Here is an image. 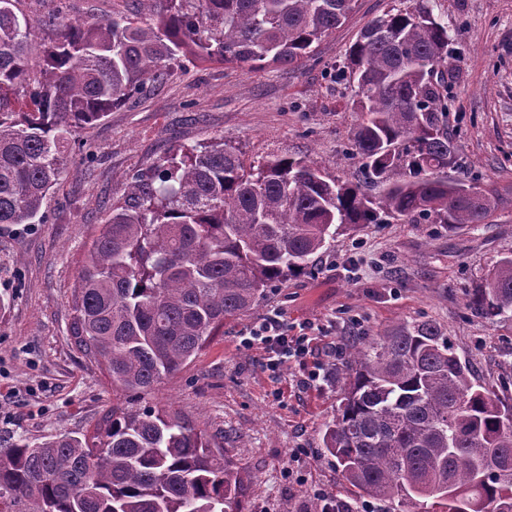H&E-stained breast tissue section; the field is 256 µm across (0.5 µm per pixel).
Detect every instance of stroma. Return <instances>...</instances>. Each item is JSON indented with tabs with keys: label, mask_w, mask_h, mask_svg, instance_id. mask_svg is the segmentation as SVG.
I'll list each match as a JSON object with an SVG mask.
<instances>
[{
	"label": "stroma",
	"mask_w": 512,
	"mask_h": 512,
	"mask_svg": "<svg viewBox=\"0 0 512 512\" xmlns=\"http://www.w3.org/2000/svg\"><path fill=\"white\" fill-rule=\"evenodd\" d=\"M424 2L448 26V127L461 167L497 188L508 203L489 223L451 232L441 224L387 220L338 235L314 274H297L249 313L226 319L198 354L155 389L136 394L112 384L70 335L72 294L88 244L121 184L153 168L178 146L217 140L246 161L288 155L329 177L358 182L346 149L359 121L355 89L336 79L360 29L392 7ZM77 144L35 229H0V439L38 444L89 433L121 405L151 407L218 438L248 485L243 512H314L307 485L353 502L355 490L322 446L338 405L336 378L301 386L263 368L264 351L238 337L273 310L325 330L310 367L334 345L351 348L400 323L432 320L453 339L476 379L512 397V325L475 318L465 295L492 264L512 252V0H358L353 15L298 63L181 60L161 84L112 110ZM304 449L293 459L292 449Z\"/></svg>",
	"instance_id": "35a3bbf8"
}]
</instances>
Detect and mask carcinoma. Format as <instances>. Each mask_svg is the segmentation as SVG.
I'll return each mask as SVG.
<instances>
[{"mask_svg":"<svg viewBox=\"0 0 512 512\" xmlns=\"http://www.w3.org/2000/svg\"><path fill=\"white\" fill-rule=\"evenodd\" d=\"M165 2L157 10L156 3ZM20 0H0V224L47 223L69 135L129 102L184 57L292 65L357 0H138L140 15L70 17L39 45ZM363 121L350 146L378 195L300 159L246 164L224 141L177 152L126 179L123 203L92 237L74 289L71 336L112 384L149 392L196 356L224 320L288 277L315 271L341 230L391 218L486 224L503 204L448 179V27L421 5L391 8L345 52ZM466 307L512 324V254ZM322 432L357 500L391 512H512V404L473 378L441 327L402 323L340 368ZM246 485L213 437L175 415L112 407L93 432L0 448V512H242Z\"/></svg>","mask_w":512,"mask_h":512,"instance_id":"cac0c4a2","label":"carcinoma"}]
</instances>
